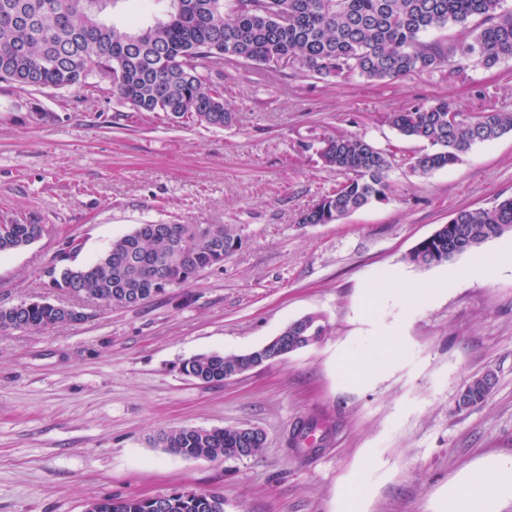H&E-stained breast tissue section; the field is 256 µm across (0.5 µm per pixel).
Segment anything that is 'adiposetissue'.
<instances>
[{
	"instance_id": "obj_1",
	"label": "adipose tissue",
	"mask_w": 512,
	"mask_h": 512,
	"mask_svg": "<svg viewBox=\"0 0 512 512\" xmlns=\"http://www.w3.org/2000/svg\"><path fill=\"white\" fill-rule=\"evenodd\" d=\"M512 496V461L472 471L448 493V512H495L496 503Z\"/></svg>"
}]
</instances>
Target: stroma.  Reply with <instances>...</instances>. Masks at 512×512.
Masks as SVG:
<instances>
[{"label":"stroma","instance_id":"1","mask_svg":"<svg viewBox=\"0 0 512 512\" xmlns=\"http://www.w3.org/2000/svg\"><path fill=\"white\" fill-rule=\"evenodd\" d=\"M222 81L232 120L221 129L135 112L105 82L0 83V223L43 227L0 255V306L43 299L86 314L0 335V512H83L176 487L223 494L225 512H448L449 489L472 468L512 459V269L419 305L385 290L470 263L465 253L421 268L406 256L453 212L512 197V132L420 177L408 162L428 143L401 138L388 117L441 96L467 115L512 113V60L388 82L238 65ZM336 134L396 149L390 192L301 226L343 179L318 154ZM149 222L232 224L241 242L222 266L135 307L48 288L69 243L89 262ZM308 314L326 327L315 345L220 383L180 371L200 353L256 349ZM488 369L490 398L456 410L461 385ZM309 418L328 427L324 444L290 449ZM183 426L254 427L266 444L206 460L148 442Z\"/></svg>","mask_w":512,"mask_h":512}]
</instances>
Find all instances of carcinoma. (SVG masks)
I'll return each instance as SVG.
<instances>
[{"label": "carcinoma", "instance_id": "1", "mask_svg": "<svg viewBox=\"0 0 512 512\" xmlns=\"http://www.w3.org/2000/svg\"><path fill=\"white\" fill-rule=\"evenodd\" d=\"M119 0H0V82L19 89H68L106 79L112 95L142 113L191 117L211 128L232 118L224 85L213 75L226 64H251L272 71L296 65L320 79L354 73L370 80H394L411 73L448 68V76L473 64L490 69L512 60V10L503 0H141L161 15L140 27L107 22L103 12ZM459 27L449 42L425 41L431 30ZM456 111L446 98L392 116L406 139L427 142L431 151L410 168L426 176L456 164L477 143L512 131L511 112H480L448 122ZM395 156L357 136H330L320 157L347 174L332 191L303 210L299 223L330 224L374 201L387 199L388 171ZM41 224H0V254L35 242ZM512 232V197L487 208L454 212L432 239L415 247L407 261L417 267L448 262ZM240 242L228 224H139L112 242L100 258L48 271L49 287L100 298L104 305L129 307L169 288L188 285L205 269L224 263ZM84 313L46 301L0 307V333L46 330L81 321ZM321 316L289 323L264 345L242 354L195 355L181 371L203 383H219L243 365L271 362L318 343ZM497 384L487 369L466 380L457 393L463 410L486 402ZM163 451L188 458L250 457L265 446L262 432L236 427H180L153 437ZM158 510L151 497L103 498L89 512H224V497L176 487Z\"/></svg>", "mask_w": 512, "mask_h": 512}]
</instances>
